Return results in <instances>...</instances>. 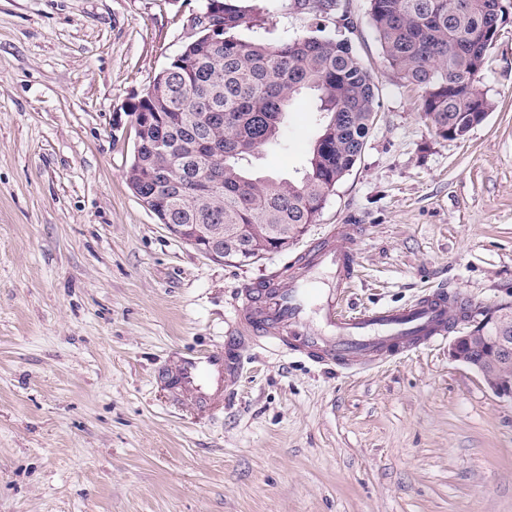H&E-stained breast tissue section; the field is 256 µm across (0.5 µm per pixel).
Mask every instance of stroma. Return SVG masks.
<instances>
[{"mask_svg":"<svg viewBox=\"0 0 512 512\" xmlns=\"http://www.w3.org/2000/svg\"><path fill=\"white\" fill-rule=\"evenodd\" d=\"M203 5L0 0V512H512V400L449 358L466 323L352 368L234 334L237 292L331 224L361 227L347 310L444 285L512 301V19L481 74L495 110L445 140L386 67L368 0H244L241 37L340 34L380 100L303 242L245 265L173 236L126 180L125 107ZM318 118L311 97L287 113L255 169L304 171ZM202 352L224 357L208 407L166 380Z\"/></svg>","mask_w":512,"mask_h":512,"instance_id":"1","label":"stroma"}]
</instances>
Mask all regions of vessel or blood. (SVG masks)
Here are the masks:
<instances>
[{"instance_id": "obj_1", "label": "vessel or blood", "mask_w": 512, "mask_h": 512, "mask_svg": "<svg viewBox=\"0 0 512 512\" xmlns=\"http://www.w3.org/2000/svg\"><path fill=\"white\" fill-rule=\"evenodd\" d=\"M359 232L356 224L332 225L293 261L244 288L235 307L237 334L340 367L372 363L447 335L464 301L450 299L444 288L403 307L346 312L344 299L357 272L350 244ZM211 372L210 363L191 359L180 380L194 390Z\"/></svg>"}]
</instances>
